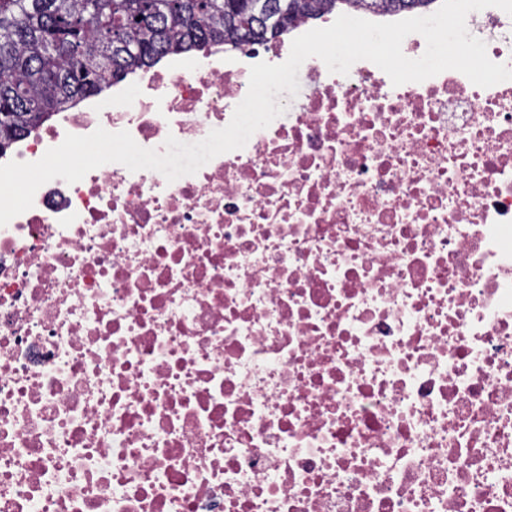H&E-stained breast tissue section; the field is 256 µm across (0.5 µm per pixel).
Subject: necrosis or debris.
<instances>
[{
    "label": "necrosis or debris",
    "mask_w": 512,
    "mask_h": 512,
    "mask_svg": "<svg viewBox=\"0 0 512 512\" xmlns=\"http://www.w3.org/2000/svg\"><path fill=\"white\" fill-rule=\"evenodd\" d=\"M284 38L169 54L0 155L225 127ZM467 30L512 69V16ZM196 174L107 163L0 226V512H512V80L319 58Z\"/></svg>",
    "instance_id": "4bbe7bcc"
}]
</instances>
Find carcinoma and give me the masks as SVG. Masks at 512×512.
Segmentation results:
<instances>
[{
	"instance_id": "cac0c4a2",
	"label": "carcinoma",
	"mask_w": 512,
	"mask_h": 512,
	"mask_svg": "<svg viewBox=\"0 0 512 512\" xmlns=\"http://www.w3.org/2000/svg\"><path fill=\"white\" fill-rule=\"evenodd\" d=\"M249 0H0V154L53 112L151 68L172 52L265 41ZM436 0H266L284 13L279 37L298 19L343 3L396 13Z\"/></svg>"
}]
</instances>
